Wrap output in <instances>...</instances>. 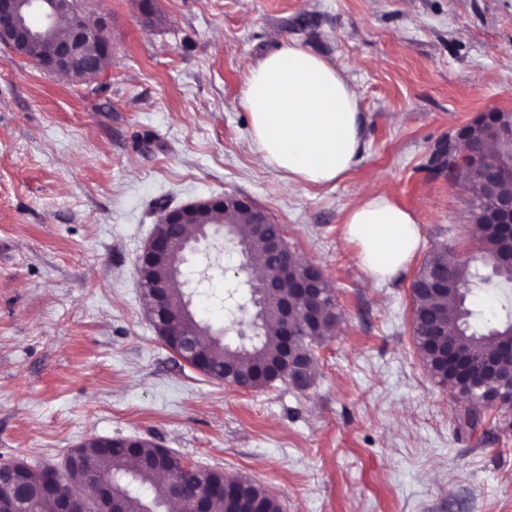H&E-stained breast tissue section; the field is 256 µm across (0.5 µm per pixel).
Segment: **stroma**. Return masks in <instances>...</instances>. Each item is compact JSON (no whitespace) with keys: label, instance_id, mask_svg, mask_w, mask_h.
Here are the masks:
<instances>
[{"label":"stroma","instance_id":"stroma-1","mask_svg":"<svg viewBox=\"0 0 512 512\" xmlns=\"http://www.w3.org/2000/svg\"><path fill=\"white\" fill-rule=\"evenodd\" d=\"M111 54L78 82L0 44V461L61 465L93 437L141 436L262 485L281 512H512V407L468 404L419 356L410 286L433 245L477 254L469 189L430 167L490 108L512 112V0H84ZM337 65L363 147L325 186L259 166L241 104L277 40ZM417 220L387 281L344 235L364 190ZM252 201L320 268L339 314L314 380L244 390L184 363L150 323L138 257L160 218L210 197ZM232 244L181 279L196 319L234 329L249 290ZM475 330L505 321L481 271Z\"/></svg>","mask_w":512,"mask_h":512}]
</instances>
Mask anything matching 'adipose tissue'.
<instances>
[{
  "label": "adipose tissue",
  "instance_id": "obj_1",
  "mask_svg": "<svg viewBox=\"0 0 512 512\" xmlns=\"http://www.w3.org/2000/svg\"><path fill=\"white\" fill-rule=\"evenodd\" d=\"M241 103L251 114L257 164L289 183L324 185L345 174L361 147L358 97L341 70L297 43L252 66ZM346 238L367 274L390 279L420 246L415 217L389 197L368 192L346 217Z\"/></svg>",
  "mask_w": 512,
  "mask_h": 512
}]
</instances>
